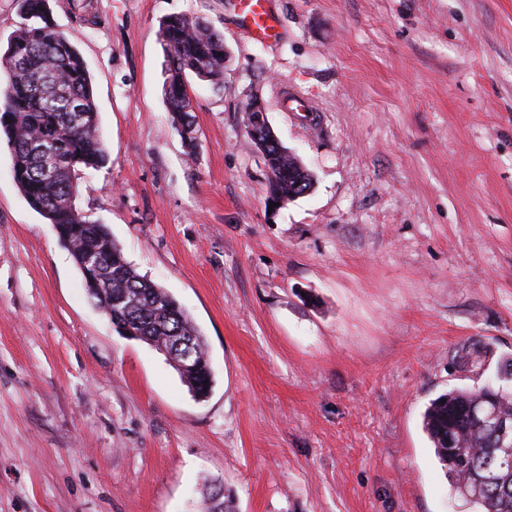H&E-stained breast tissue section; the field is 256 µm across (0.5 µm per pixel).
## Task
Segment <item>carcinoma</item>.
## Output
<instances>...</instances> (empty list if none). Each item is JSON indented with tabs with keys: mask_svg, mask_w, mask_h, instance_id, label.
Returning <instances> with one entry per match:
<instances>
[{
	"mask_svg": "<svg viewBox=\"0 0 512 512\" xmlns=\"http://www.w3.org/2000/svg\"><path fill=\"white\" fill-rule=\"evenodd\" d=\"M26 23L0 53V136L12 157L13 178L28 204L49 224L76 265L91 251L100 260L98 287H85L91 302L104 313L122 298L123 319L146 340L193 336L199 354L207 356L202 334L176 306L164 288L137 273L112 240L109 228L85 219L75 205L81 169L97 168L108 157L99 133L92 77L76 44L49 22L46 0H22ZM167 58L164 95L172 123L192 157L197 151L188 95V78L213 87L224 81V35L204 20L177 15L161 25ZM268 172L267 192L281 201L307 193L313 175L294 154L275 144L261 151ZM486 347L476 342L455 356L463 370L483 378L477 386L457 387L431 400L423 414V429L446 471L465 512H512V433L502 435L495 419L512 421V354L500 356L504 369L490 377ZM182 379L192 391L213 388L214 374L205 366ZM205 488L207 512H232L229 503Z\"/></svg>",
	"mask_w": 512,
	"mask_h": 512,
	"instance_id": "cac0c4a2",
	"label": "carcinoma"
}]
</instances>
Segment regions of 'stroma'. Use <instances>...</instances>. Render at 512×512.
Instances as JSON below:
<instances>
[{
  "mask_svg": "<svg viewBox=\"0 0 512 512\" xmlns=\"http://www.w3.org/2000/svg\"><path fill=\"white\" fill-rule=\"evenodd\" d=\"M93 78L109 157L76 205L205 337L195 399L87 299L0 143V512H460L422 427L468 385L473 342L512 352V0H47ZM224 35V85L192 82L186 156L159 29ZM306 99L288 112L285 94ZM259 100L313 173L270 206L246 131ZM239 27L253 40H277L280 24L268 6V0H230Z\"/></svg>",
  "mask_w": 512,
  "mask_h": 512,
  "instance_id": "35a3bbf8",
  "label": "stroma"
}]
</instances>
